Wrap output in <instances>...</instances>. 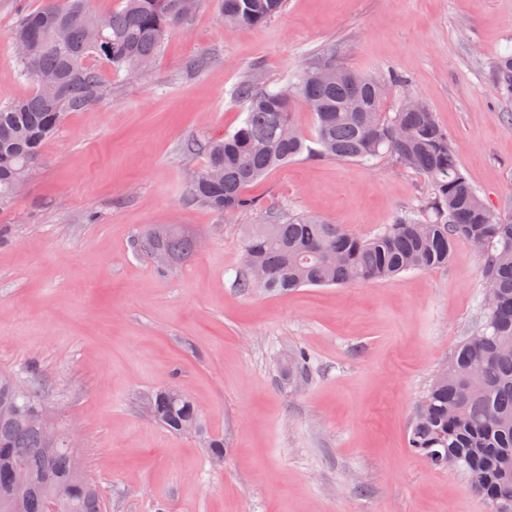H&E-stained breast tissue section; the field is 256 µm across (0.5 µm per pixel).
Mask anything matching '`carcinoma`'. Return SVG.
<instances>
[{
  "label": "carcinoma",
  "mask_w": 512,
  "mask_h": 512,
  "mask_svg": "<svg viewBox=\"0 0 512 512\" xmlns=\"http://www.w3.org/2000/svg\"><path fill=\"white\" fill-rule=\"evenodd\" d=\"M216 2L233 27H261L286 7V0ZM185 17L182 0H119L107 14L94 11L89 0H43L21 16L11 40L34 90L0 105V209L14 200L15 183L29 176L67 113L88 110L103 98L105 73L142 75ZM494 79L499 91L512 95V52L498 57ZM396 85L403 95L394 111L385 112ZM236 93L248 103L242 125L186 145L187 153L205 156L187 195L218 214L256 212L250 187L304 154L365 163L389 157L430 186L418 212L371 237L313 216L266 211L263 223L245 225L241 291L289 292L428 271L448 264L460 239L480 253L494 293L482 299L479 325L454 350L448 375L435 376L418 400L408 448L433 468L464 472L470 491L488 512H497L495 498H512V210L488 206L468 179L451 135L425 106L406 105V80L395 73L362 74L324 54L288 78L286 95L249 83L239 84ZM298 107L313 115L310 137L294 123ZM145 245L165 249L175 260L198 251L197 238L173 225L147 229ZM308 367L305 353H291L280 374L295 382ZM147 411L174 433L203 432L199 406L180 389L156 392ZM48 421L35 381L24 385L0 369V512H102L100 489L65 437L48 446ZM21 471L33 479L29 491L15 482Z\"/></svg>",
  "instance_id": "1"
}]
</instances>
